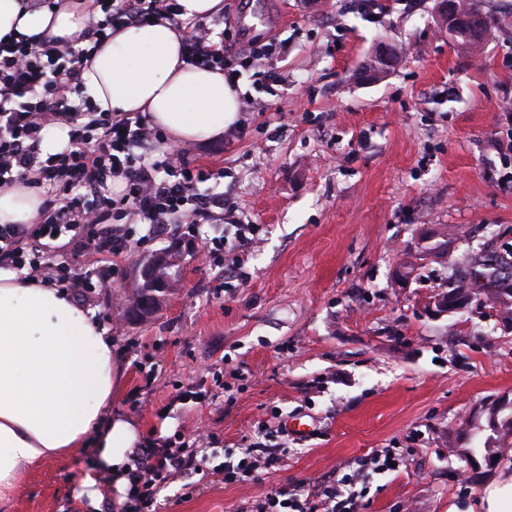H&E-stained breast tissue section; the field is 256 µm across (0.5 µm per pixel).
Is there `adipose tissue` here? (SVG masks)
<instances>
[{"label": "adipose tissue", "mask_w": 512, "mask_h": 512, "mask_svg": "<svg viewBox=\"0 0 512 512\" xmlns=\"http://www.w3.org/2000/svg\"><path fill=\"white\" fill-rule=\"evenodd\" d=\"M83 0H0V37L8 33L74 41L85 29ZM182 31L168 20L118 30L82 70V86L101 109L143 112L180 142L206 143L239 119L240 81L184 61ZM39 189L0 191V222L32 224ZM124 379L112 338L94 309L67 292L0 274V504L10 503L27 468L91 454L73 488L83 512H100L106 491L125 512L133 485L131 452L141 441L128 415L106 414Z\"/></svg>", "instance_id": "1"}]
</instances>
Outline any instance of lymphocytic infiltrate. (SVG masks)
<instances>
[{
    "instance_id": "f902f5d3",
    "label": "lymphocytic infiltrate",
    "mask_w": 512,
    "mask_h": 512,
    "mask_svg": "<svg viewBox=\"0 0 512 512\" xmlns=\"http://www.w3.org/2000/svg\"><path fill=\"white\" fill-rule=\"evenodd\" d=\"M178 0H91L78 44L58 39L32 42L0 38V189L27 181L40 189L35 224H0V268L27 271L30 279L77 294L112 285L113 260L125 253L130 233L113 223L114 211L129 209L148 236L185 219L205 223L223 208V195L197 189L204 171L189 168L178 153L160 150V129L140 112H103L90 101L74 103L82 86L86 44H101L110 32L155 20H180ZM187 62L224 67L223 42L199 19L180 20ZM67 131L58 152L42 151L48 127ZM121 194H114V180ZM71 232L72 259L55 255L52 243ZM285 448H246L220 468L225 483L244 485L256 472L279 464ZM202 466L189 442L180 447L150 441L136 453L134 512H152L161 488L177 474ZM360 475L346 474L314 493L279 490L257 512H357L365 497Z\"/></svg>"
}]
</instances>
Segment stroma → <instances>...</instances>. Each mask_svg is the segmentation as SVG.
<instances>
[{
	"instance_id": "stroma-1",
	"label": "stroma",
	"mask_w": 512,
	"mask_h": 512,
	"mask_svg": "<svg viewBox=\"0 0 512 512\" xmlns=\"http://www.w3.org/2000/svg\"><path fill=\"white\" fill-rule=\"evenodd\" d=\"M496 36L474 50L443 32L436 0H224V55L248 106L207 144L166 141L232 207L223 221L170 224L133 239L112 285L88 305L108 320L125 367L112 411L144 437L212 434L203 471L174 477L161 512H240L281 488L311 492L387 449L397 471L371 475L358 512H474L512 450L480 462L471 447L492 403L512 402V324L472 302L437 315L448 261L512 254V0H484ZM270 44L243 58L244 26ZM403 53L368 82L377 44ZM274 76L268 87L256 73ZM177 274L149 318L129 313L139 269ZM299 420L275 468L246 485L215 468L257 437ZM90 457L32 469L0 512H79L73 477ZM193 494H186V484Z\"/></svg>"
}]
</instances>
